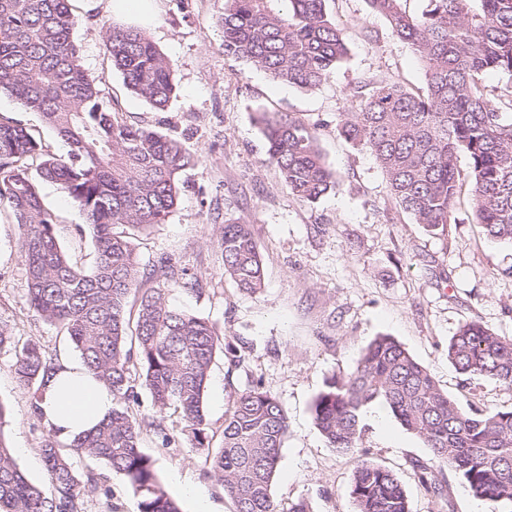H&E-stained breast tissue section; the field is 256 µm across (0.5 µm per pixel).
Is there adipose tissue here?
Returning a JSON list of instances; mask_svg holds the SVG:
<instances>
[{
  "label": "adipose tissue",
  "mask_w": 512,
  "mask_h": 512,
  "mask_svg": "<svg viewBox=\"0 0 512 512\" xmlns=\"http://www.w3.org/2000/svg\"><path fill=\"white\" fill-rule=\"evenodd\" d=\"M41 409L48 425L68 439L104 419L112 409V395L84 367L65 362L50 378Z\"/></svg>",
  "instance_id": "ef3b65f1"
}]
</instances>
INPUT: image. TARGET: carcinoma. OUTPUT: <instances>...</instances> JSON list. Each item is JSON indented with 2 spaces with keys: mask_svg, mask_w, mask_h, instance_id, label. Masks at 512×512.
<instances>
[{
  "mask_svg": "<svg viewBox=\"0 0 512 512\" xmlns=\"http://www.w3.org/2000/svg\"><path fill=\"white\" fill-rule=\"evenodd\" d=\"M268 0H224L219 24L224 53L273 79L304 90L319 87L348 53L328 17L327 0H289L284 16ZM404 0H368L396 38L407 42L425 67L426 92L413 94L382 81L358 111L336 125L347 142L371 152L391 194L415 221L436 229L450 223L460 188L458 161H469L476 221L487 237L512 244V90L491 94L479 83L487 71L512 75V0H429L420 15ZM70 0H0V92L40 114L70 147L68 157L45 152L20 120L0 114V205L21 229L27 302L44 321L65 332L84 368L116 400L134 396L139 372L160 412L186 422L192 445L206 452L207 474L235 504V512H281L272 494L288 418L278 399L255 384L225 412L220 446L210 448L204 410L211 365L221 352L239 366L213 325L169 305L166 288H138L135 248L117 226L162 224L177 206L179 174L190 164L184 145L156 129L127 124L100 101L101 78L81 64ZM106 46L128 88L164 110L175 95L170 62L147 33L112 26ZM265 161L278 168L289 192L317 202L339 179L327 166L317 128L278 112L260 113ZM37 159V165L30 161ZM53 182L83 211L95 243L89 270L77 267L56 237V218L41 186ZM224 271L247 293L263 286V266L248 224H226ZM165 283L192 292L198 281L168 259L152 269ZM135 317L127 319L129 300ZM134 346H127V336ZM19 385L41 412L48 379L57 366L29 341L14 350ZM448 360L462 374L512 386V338L477 321L461 325L448 341ZM378 401L433 457L451 468L490 512L512 508V408L467 411L443 392L429 370L390 336H378L346 376L332 377L313 404V421L328 447L357 449L364 409ZM155 421L123 407L66 446L48 435L39 448L48 481L32 484L0 434V512H81L96 494L92 474L79 475L71 452L105 461L139 497V512H180L161 483L156 461L140 446ZM356 512H409L405 491L385 467L362 460L352 477Z\"/></svg>",
  "mask_w": 512,
  "mask_h": 512,
  "instance_id": "carcinoma-1",
  "label": "carcinoma"
}]
</instances>
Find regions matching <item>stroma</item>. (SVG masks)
<instances>
[{"instance_id": "1", "label": "stroma", "mask_w": 512, "mask_h": 512, "mask_svg": "<svg viewBox=\"0 0 512 512\" xmlns=\"http://www.w3.org/2000/svg\"><path fill=\"white\" fill-rule=\"evenodd\" d=\"M71 8L82 65L100 77L103 103L121 121L181 141L194 157L165 223L127 234L141 270L168 258L200 280L196 292L171 289L169 303L207 319L244 358L237 368L215 357L204 398L209 434L221 435L228 408L258 383L288 417L272 487L282 512L299 501L310 512H356L351 480L364 458L396 475L409 512H483L484 502L453 470L437 465L423 440L381 404L364 410L352 454L329 448L313 421V403L326 382L350 373L366 345L383 335L402 344L463 409L512 407V387L467 377L448 360V341L466 322L512 337V245L485 235L465 190L450 224L432 230L416 223L390 194L370 152L336 131L340 115L358 108L361 85L389 80L413 93L425 91L424 67L410 45L392 35L367 0H328L349 53L321 86L304 90L225 55L218 25L224 0H152L145 20L113 13L111 0H72ZM113 25L142 27L171 62L176 96L165 110L132 93L113 70L104 45ZM263 112L317 126L324 159L340 179L335 191L314 203L288 191L277 168L263 161ZM0 113L26 123L50 154L66 155V145L38 113L4 93ZM42 194L56 216L60 246L74 264L90 268L94 242L83 213L56 184H43ZM237 222L250 225L264 265V286L254 294L240 291L224 272L220 233ZM26 294L20 230L2 208L0 323L17 344L34 340L54 362H78L67 336L30 309ZM13 364V352L1 351L0 434L15 448L21 471L42 486L47 478L39 446L51 429L34 414ZM135 391L126 403L129 413L161 425L143 432L141 448L155 459L181 512H192V505L180 496L178 478L203 488L214 512H234L208 477L206 454L193 448L185 422L159 412L143 386ZM72 462L78 473L102 479V491L87 500L84 512H139L125 478L105 462L81 455Z\"/></svg>"}]
</instances>
